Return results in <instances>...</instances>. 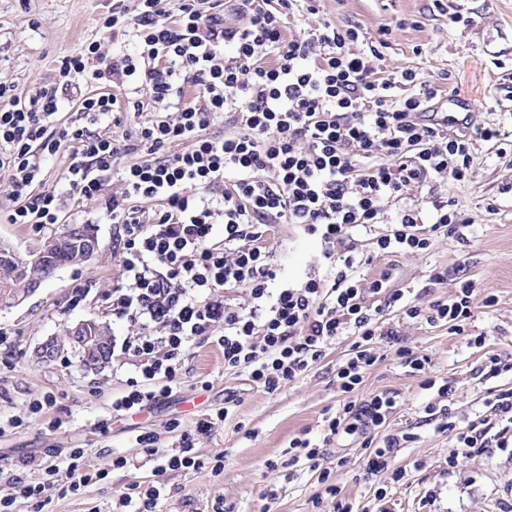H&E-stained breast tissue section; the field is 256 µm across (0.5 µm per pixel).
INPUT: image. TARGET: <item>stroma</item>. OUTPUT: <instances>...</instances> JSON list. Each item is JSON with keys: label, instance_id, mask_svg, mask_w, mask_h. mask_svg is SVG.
<instances>
[{"label": "stroma", "instance_id": "stroma-1", "mask_svg": "<svg viewBox=\"0 0 512 512\" xmlns=\"http://www.w3.org/2000/svg\"><path fill=\"white\" fill-rule=\"evenodd\" d=\"M114 0H0V83L24 97L53 82L56 60L83 52L97 41L109 53L133 48L123 33L103 34L98 26ZM323 9L343 25H356L378 37L392 27L381 68H412L430 80L446 81L471 102L481 126L512 131V0H324ZM459 23H450L451 15ZM470 178L448 185L447 195L472 219L463 233L440 236L420 254L393 253L378 258L374 270H390L391 286L409 301L427 307L448 300L453 285L470 280L475 318L468 335L450 333L408 318L399 308L385 312L388 326L397 330L402 345L428 358L427 373L401 365L394 349L378 342V362L364 375L358 392L395 396L397 403L385 425L368 435H340L329 446L330 456L347 459L332 471L330 483L339 487L353 512H512V444L481 453H457L454 431L438 429L425 420L423 408L433 393L425 378L448 382L453 390L451 412L463 425L485 410L487 400L512 392V372L485 378L480 370L490 355L512 361V151L501 152L498 139L478 141ZM11 187L0 177V242L27 255L44 235L61 232L63 225H91L100 242L98 255L86 264L59 270L17 306L0 309V331L8 341L0 346V464L11 466L28 483L43 481L42 462L66 466L71 449L85 453L86 465L104 470V480L79 493L53 498L48 512H108L112 497L143 486L155 477L145 464L146 451L135 444L137 434L155 435L161 448L177 446L186 433L195 436L202 459L223 456L224 471H170L162 475L164 495L160 512H315L313 498L324 492L317 473L307 470L286 479L288 446L292 439L319 438L325 417L335 414L340 395L335 370L351 350L352 338L332 343L311 371L269 394L246 374L225 370L216 344L194 340L185 371L170 398L152 409L126 417L112 413V399L135 376V361L119 357L93 369L78 353L64 347L52 357L44 346L62 338L71 326L92 320L108 336L124 338L128 326L112 315L110 296L119 278L120 257L114 245L115 224L104 201L73 208L62 224L37 232L26 224L7 221ZM276 252L281 279L299 283L313 271L321 244L285 224L268 235ZM448 272L444 284L433 283V269ZM94 287L85 301L74 303L78 288ZM495 295L485 306L487 295ZM234 392V416L211 434L195 431L199 414L224 405ZM50 397V407L31 413V403ZM25 421L10 429L15 417ZM410 434L394 452V466L403 468L401 481L367 476L362 445L371 439L381 447L386 435ZM130 460L114 468L115 457ZM386 489L376 501L377 489Z\"/></svg>", "mask_w": 512, "mask_h": 512}]
</instances>
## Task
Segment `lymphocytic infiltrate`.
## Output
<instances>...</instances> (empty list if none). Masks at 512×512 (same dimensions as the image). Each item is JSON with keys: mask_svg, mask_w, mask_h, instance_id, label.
Segmentation results:
<instances>
[{"mask_svg": "<svg viewBox=\"0 0 512 512\" xmlns=\"http://www.w3.org/2000/svg\"><path fill=\"white\" fill-rule=\"evenodd\" d=\"M206 2L113 7L100 24L132 30L134 53L116 58L90 43L60 57L54 82L25 100L0 84V171L13 202L7 221L60 223L71 203L98 200L116 183L107 204L121 258L112 314L132 327L116 350L138 368L112 401L116 416L167 398L193 340L216 343L225 369L273 393L320 363L336 339L353 337L336 367L341 401L322 441L294 438L288 459L325 483L315 506L329 501L333 512H351L329 481L325 448L341 434L381 426L396 407L389 394L355 397L378 360L376 341L395 337L384 325L386 309L447 323L458 335L474 319L473 282L422 309L389 288V272L366 268L387 254L424 252L449 226L469 224L455 200L422 190L469 178L474 146L490 132L454 133L430 117L443 87L412 69L382 70L386 40L340 26L321 0H238L227 15ZM294 14L302 24L288 39L283 23ZM114 80L147 88L151 119H143L140 101L106 89L82 93L84 84ZM74 94L77 107L60 116ZM64 147L70 161L62 195L42 188L41 176L44 161ZM380 223L384 233L356 238ZM274 224L318 237L329 267L300 284L277 285L267 243ZM457 441L469 454L507 447L512 398L499 396L489 415L459 428ZM135 442L149 449L157 476L203 465L190 440L159 448L144 432ZM83 458L77 448L66 468L46 464L47 484L14 479V497L39 499L52 486L75 493L103 480Z\"/></svg>", "mask_w": 512, "mask_h": 512, "instance_id": "obj_1", "label": "lymphocytic infiltrate"}]
</instances>
